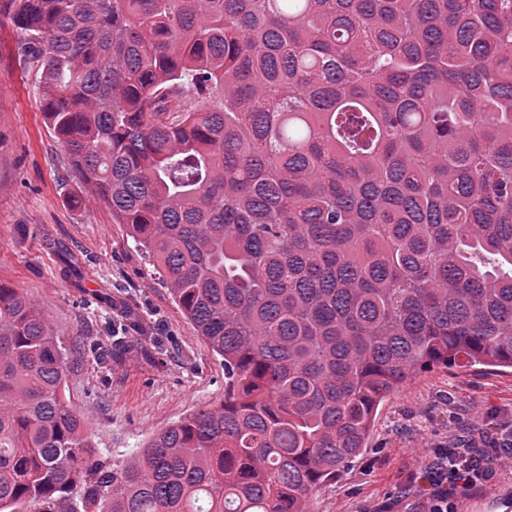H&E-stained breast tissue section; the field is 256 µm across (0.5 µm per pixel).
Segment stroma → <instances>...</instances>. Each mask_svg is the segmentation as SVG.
<instances>
[{"mask_svg": "<svg viewBox=\"0 0 512 512\" xmlns=\"http://www.w3.org/2000/svg\"><path fill=\"white\" fill-rule=\"evenodd\" d=\"M26 41L0 0V280L40 304L70 350L65 399L122 460L155 432L224 399V362L198 335L126 225L76 193L46 122ZM512 427V371L480 365L420 373L379 406L368 446L309 512H425L434 448L493 450ZM472 512H512V467L493 460Z\"/></svg>", "mask_w": 512, "mask_h": 512, "instance_id": "obj_1", "label": "stroma"}]
</instances>
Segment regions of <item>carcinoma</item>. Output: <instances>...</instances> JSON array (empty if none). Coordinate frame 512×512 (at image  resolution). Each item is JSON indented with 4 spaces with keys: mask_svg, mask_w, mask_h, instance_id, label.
Instances as JSON below:
<instances>
[{
    "mask_svg": "<svg viewBox=\"0 0 512 512\" xmlns=\"http://www.w3.org/2000/svg\"><path fill=\"white\" fill-rule=\"evenodd\" d=\"M11 2L224 401L116 463L0 281V512H306L415 375L512 370V0Z\"/></svg>",
    "mask_w": 512,
    "mask_h": 512,
    "instance_id": "1",
    "label": "carcinoma"
}]
</instances>
